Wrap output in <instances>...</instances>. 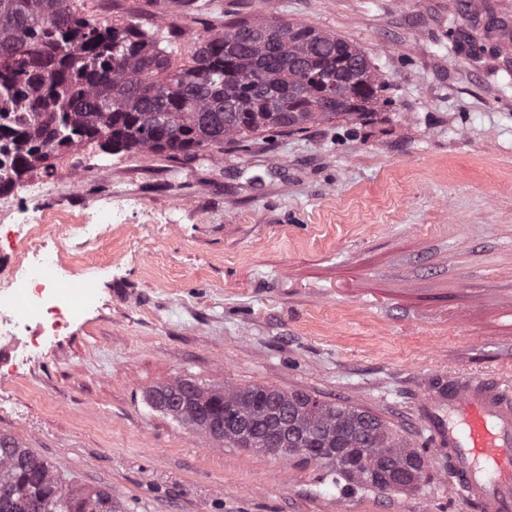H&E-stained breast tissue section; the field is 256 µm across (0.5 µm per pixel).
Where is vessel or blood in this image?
Instances as JSON below:
<instances>
[{"instance_id": "b4317fda", "label": "vessel or blood", "mask_w": 512, "mask_h": 512, "mask_svg": "<svg viewBox=\"0 0 512 512\" xmlns=\"http://www.w3.org/2000/svg\"><path fill=\"white\" fill-rule=\"evenodd\" d=\"M418 415L432 447L448 451V492L474 512H512V383L449 379Z\"/></svg>"}]
</instances>
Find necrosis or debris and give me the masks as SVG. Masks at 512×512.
<instances>
[{"instance_id": "1", "label": "necrosis or debris", "mask_w": 512, "mask_h": 512, "mask_svg": "<svg viewBox=\"0 0 512 512\" xmlns=\"http://www.w3.org/2000/svg\"><path fill=\"white\" fill-rule=\"evenodd\" d=\"M74 232L89 245L98 239L86 224L23 228L28 246L16 253L12 272L0 276V355L37 362L45 336L67 329L77 306L63 292V276L71 271L73 260L57 242Z\"/></svg>"}]
</instances>
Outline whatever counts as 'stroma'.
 <instances>
[{"label": "stroma", "instance_id": "obj_1", "mask_svg": "<svg viewBox=\"0 0 512 512\" xmlns=\"http://www.w3.org/2000/svg\"><path fill=\"white\" fill-rule=\"evenodd\" d=\"M82 5L172 29L179 63L229 21L307 23L361 48L392 103L190 160L87 144L0 194L4 271L20 225L120 213L74 267L92 303L38 362L0 364V434L117 512H472L417 404L459 373L512 379V51L469 57L451 34L512 24V0ZM179 376L361 407L427 475L344 495L323 465L212 444L148 401Z\"/></svg>", "mask_w": 512, "mask_h": 512}]
</instances>
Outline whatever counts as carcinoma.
<instances>
[{"mask_svg":"<svg viewBox=\"0 0 512 512\" xmlns=\"http://www.w3.org/2000/svg\"><path fill=\"white\" fill-rule=\"evenodd\" d=\"M255 30L252 46L230 44V31ZM172 35L147 30L136 18L102 21L79 0H0V193L43 170L50 158L95 142L112 150L147 151L166 159L195 158L233 144L246 151L276 130L305 131L315 122L364 120L388 107L385 85L356 45L306 23L240 20L197 39L177 65L163 43ZM284 407L297 398L293 423L305 460L325 448H359L357 468L325 460L336 483L387 490L381 457L404 472L418 452L375 415L353 405L265 385H194L195 408L177 421L196 428L199 411L228 417L224 434H200L243 447L235 424H248L274 443L266 398ZM116 512L112 492L83 490L29 449L0 434V512Z\"/></svg>","mask_w":512,"mask_h":512,"instance_id":"1","label":"carcinoma"}]
</instances>
